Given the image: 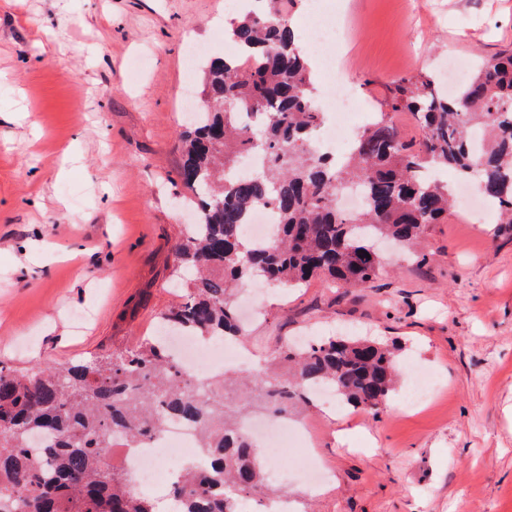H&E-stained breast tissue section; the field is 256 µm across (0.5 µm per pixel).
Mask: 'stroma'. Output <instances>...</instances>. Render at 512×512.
Segmentation results:
<instances>
[{
	"mask_svg": "<svg viewBox=\"0 0 512 512\" xmlns=\"http://www.w3.org/2000/svg\"><path fill=\"white\" fill-rule=\"evenodd\" d=\"M348 36L356 98L379 111L394 81L512 50V0H326ZM226 0H0V362L62 366L137 346L179 296L173 250L178 136L195 45L232 54ZM79 160L67 176L59 157ZM264 313L233 341L252 376L295 336L353 330L394 345L403 371L378 413L317 402L308 421L328 479L279 458L297 512H512V224L458 209L363 288L261 285ZM442 388L404 410L410 365Z\"/></svg>",
	"mask_w": 512,
	"mask_h": 512,
	"instance_id": "1",
	"label": "stroma"
}]
</instances>
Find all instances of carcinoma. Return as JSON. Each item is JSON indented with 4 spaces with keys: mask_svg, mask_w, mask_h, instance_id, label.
<instances>
[{
    "mask_svg": "<svg viewBox=\"0 0 512 512\" xmlns=\"http://www.w3.org/2000/svg\"><path fill=\"white\" fill-rule=\"evenodd\" d=\"M297 0H262L229 28L239 54L203 70L204 111L180 136V177L192 191L194 226L175 247L173 276L182 301L159 324L203 341L241 335L234 302L240 281L302 288L326 278L363 287L382 267L370 242L415 245L448 217V184L431 170L472 179L512 224V52L478 68L450 97L431 74L395 82L386 110L336 163L312 152L319 119L309 49L291 24ZM408 112L422 130L409 140L391 121ZM481 128L480 152L471 132ZM359 184L363 206L336 209V196ZM270 208L274 238L244 247L252 212ZM294 364L285 377L209 382L199 396L157 338L105 351L67 366L20 370L0 363V512H155L134 475L110 468L111 442L131 445L158 434L169 419L198 426L209 468L192 465L170 487L175 512H238L237 500L273 498L240 418L255 408L286 419L316 387L376 413L395 387L394 348L363 336L317 337L275 351ZM51 437L31 451L36 433Z\"/></svg>",
    "mask_w": 512,
    "mask_h": 512,
    "instance_id": "cac0c4a2",
    "label": "carcinoma"
}]
</instances>
